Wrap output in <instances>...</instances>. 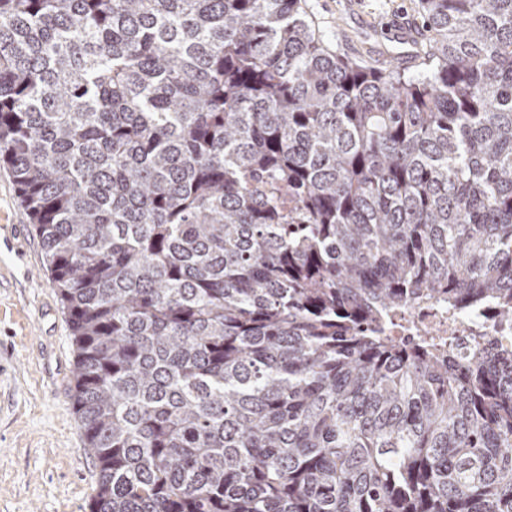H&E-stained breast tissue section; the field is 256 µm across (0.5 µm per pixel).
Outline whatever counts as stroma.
I'll return each instance as SVG.
<instances>
[{
    "mask_svg": "<svg viewBox=\"0 0 512 512\" xmlns=\"http://www.w3.org/2000/svg\"><path fill=\"white\" fill-rule=\"evenodd\" d=\"M418 0H306L345 55L370 61L403 47ZM68 319L13 180L0 168V512H89L99 471L73 407Z\"/></svg>",
    "mask_w": 512,
    "mask_h": 512,
    "instance_id": "obj_1",
    "label": "stroma"
}]
</instances>
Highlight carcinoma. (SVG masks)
Returning <instances> with one entry per match:
<instances>
[{"label":"carcinoma","instance_id":"carcinoma-1","mask_svg":"<svg viewBox=\"0 0 512 512\" xmlns=\"http://www.w3.org/2000/svg\"><path fill=\"white\" fill-rule=\"evenodd\" d=\"M425 73L305 0H0V167L99 467L90 512H512V0H418ZM392 336H442L440 347L452 350L461 359L472 358L481 347L512 348V323L499 319L496 307L486 305L466 312L448 308V296L412 303L394 315ZM448 336H451L448 341Z\"/></svg>","mask_w":512,"mask_h":512}]
</instances>
